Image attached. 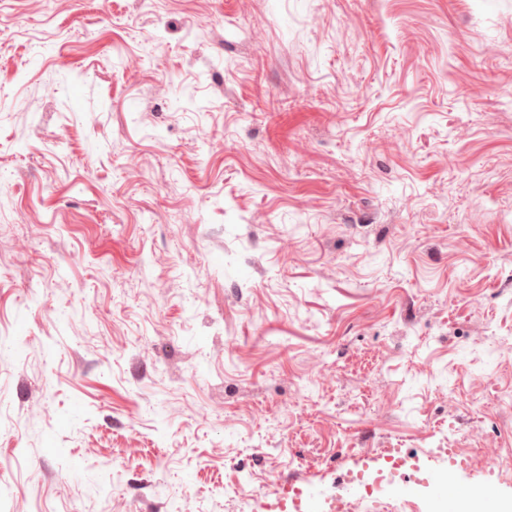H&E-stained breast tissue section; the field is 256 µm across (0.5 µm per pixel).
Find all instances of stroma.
<instances>
[{
  "label": "stroma",
  "instance_id": "35a3bbf8",
  "mask_svg": "<svg viewBox=\"0 0 512 512\" xmlns=\"http://www.w3.org/2000/svg\"><path fill=\"white\" fill-rule=\"evenodd\" d=\"M510 345L512 0H0V512L512 449Z\"/></svg>",
  "mask_w": 512,
  "mask_h": 512
}]
</instances>
